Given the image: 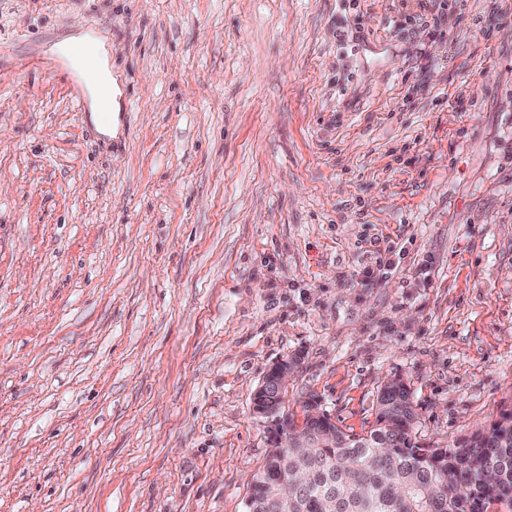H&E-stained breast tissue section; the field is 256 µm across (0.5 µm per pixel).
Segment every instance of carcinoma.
<instances>
[{
	"instance_id": "cac0c4a2",
	"label": "carcinoma",
	"mask_w": 512,
	"mask_h": 512,
	"mask_svg": "<svg viewBox=\"0 0 512 512\" xmlns=\"http://www.w3.org/2000/svg\"><path fill=\"white\" fill-rule=\"evenodd\" d=\"M266 389L255 410L283 409ZM411 387L394 378L380 387L369 430H342L328 416L288 420V447H275L252 478L246 512H487L512 509V410L452 448L416 436ZM334 442L318 448L319 438ZM288 495H283V487Z\"/></svg>"
}]
</instances>
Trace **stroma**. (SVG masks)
Segmentation results:
<instances>
[{
	"label": "stroma",
	"instance_id": "35a3bbf8",
	"mask_svg": "<svg viewBox=\"0 0 512 512\" xmlns=\"http://www.w3.org/2000/svg\"><path fill=\"white\" fill-rule=\"evenodd\" d=\"M442 2L0 0V512H246L294 356L298 423L512 407V0ZM80 46H89L92 50L89 62L92 75L91 77L85 75L90 112L93 113L95 122L101 128L111 129L113 123L112 112H119L117 99L119 91L116 79L112 75L109 47L105 40L80 30L77 34L58 44L57 49L69 54L74 48ZM104 111L109 113L108 120L105 122L102 121L100 116V113Z\"/></svg>",
	"mask_w": 512,
	"mask_h": 512
}]
</instances>
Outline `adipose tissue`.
Instances as JSON below:
<instances>
[{
  "instance_id": "obj_1",
  "label": "adipose tissue",
  "mask_w": 512,
  "mask_h": 512,
  "mask_svg": "<svg viewBox=\"0 0 512 512\" xmlns=\"http://www.w3.org/2000/svg\"><path fill=\"white\" fill-rule=\"evenodd\" d=\"M80 46H87L92 50L89 62L92 75L86 80L91 112L97 116L105 111L109 113L118 111L119 91L112 75V62L107 43L99 37L81 31L61 42L58 49L68 54Z\"/></svg>"
}]
</instances>
